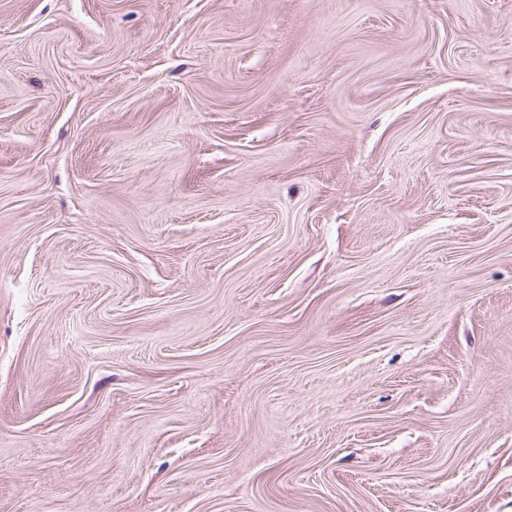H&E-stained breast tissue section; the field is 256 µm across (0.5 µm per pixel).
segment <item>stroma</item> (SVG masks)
<instances>
[{
	"label": "stroma",
	"instance_id": "1",
	"mask_svg": "<svg viewBox=\"0 0 512 512\" xmlns=\"http://www.w3.org/2000/svg\"><path fill=\"white\" fill-rule=\"evenodd\" d=\"M0 512H512V0H0Z\"/></svg>",
	"mask_w": 512,
	"mask_h": 512
}]
</instances>
